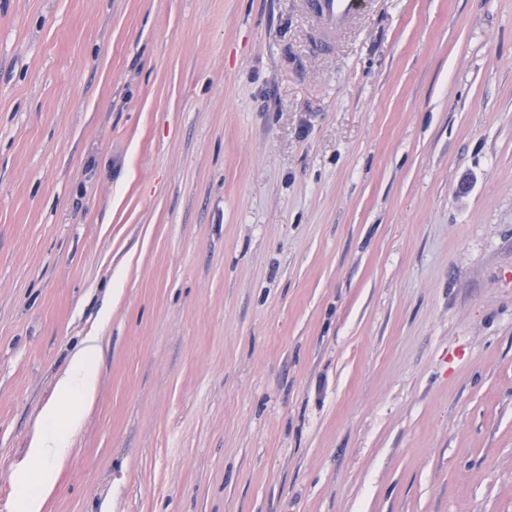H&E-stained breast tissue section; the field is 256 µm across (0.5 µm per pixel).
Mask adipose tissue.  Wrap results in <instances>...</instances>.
I'll list each match as a JSON object with an SVG mask.
<instances>
[{"label": "adipose tissue", "mask_w": 512, "mask_h": 512, "mask_svg": "<svg viewBox=\"0 0 512 512\" xmlns=\"http://www.w3.org/2000/svg\"><path fill=\"white\" fill-rule=\"evenodd\" d=\"M105 346L101 334L85 337L58 378L54 396L43 408L41 424L30 440L27 464L16 476L18 512H43L55 490L72 438L95 403Z\"/></svg>", "instance_id": "adipose-tissue-1"}]
</instances>
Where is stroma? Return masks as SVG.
<instances>
[{
  "label": "stroma",
  "mask_w": 512,
  "mask_h": 512,
  "mask_svg": "<svg viewBox=\"0 0 512 512\" xmlns=\"http://www.w3.org/2000/svg\"><path fill=\"white\" fill-rule=\"evenodd\" d=\"M98 330L43 512H512V0H0V512ZM358 0H305V7L313 19L320 48H329L336 34L352 21Z\"/></svg>",
  "instance_id": "35a3bbf8"
}]
</instances>
